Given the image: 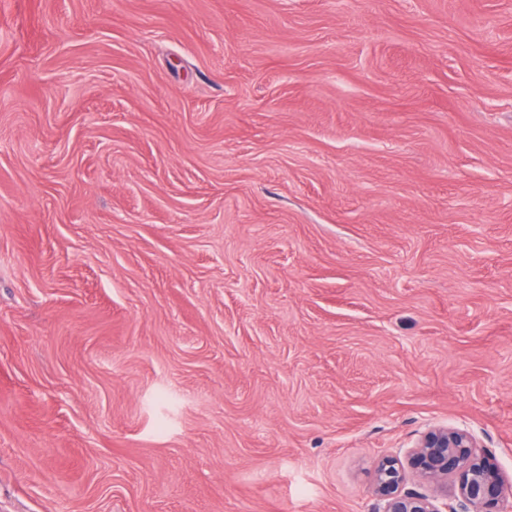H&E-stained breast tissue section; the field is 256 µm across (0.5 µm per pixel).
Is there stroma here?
I'll return each instance as SVG.
<instances>
[{
  "label": "stroma",
  "mask_w": 512,
  "mask_h": 512,
  "mask_svg": "<svg viewBox=\"0 0 512 512\" xmlns=\"http://www.w3.org/2000/svg\"><path fill=\"white\" fill-rule=\"evenodd\" d=\"M512 483V0H0V512H373ZM479 446L469 430L429 427L403 462L398 456L381 458L370 474V488L378 512H509L512 484L507 486L494 458ZM413 475L431 493L406 488ZM448 479L455 490L448 498Z\"/></svg>",
  "instance_id": "stroma-1"
}]
</instances>
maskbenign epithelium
<instances>
[{
  "instance_id": "1",
  "label": "benign epithelium",
  "mask_w": 512,
  "mask_h": 512,
  "mask_svg": "<svg viewBox=\"0 0 512 512\" xmlns=\"http://www.w3.org/2000/svg\"><path fill=\"white\" fill-rule=\"evenodd\" d=\"M432 488H406L409 476ZM377 512H512V485L469 430L431 426L405 459L381 458L370 474Z\"/></svg>"
}]
</instances>
